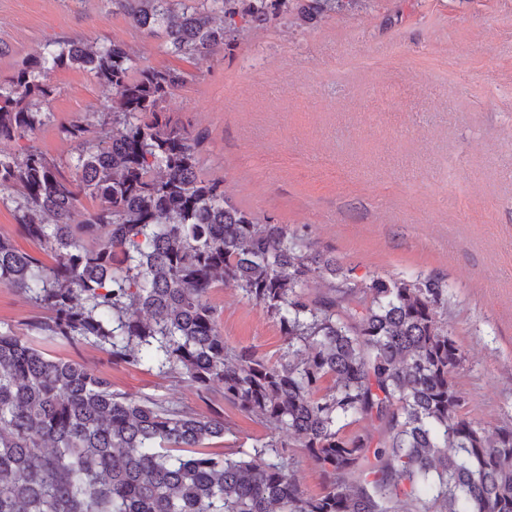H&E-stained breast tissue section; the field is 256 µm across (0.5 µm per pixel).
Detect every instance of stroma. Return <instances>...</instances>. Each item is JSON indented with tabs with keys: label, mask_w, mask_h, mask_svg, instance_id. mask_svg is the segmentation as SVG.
I'll return each instance as SVG.
<instances>
[{
	"label": "stroma",
	"mask_w": 512,
	"mask_h": 512,
	"mask_svg": "<svg viewBox=\"0 0 512 512\" xmlns=\"http://www.w3.org/2000/svg\"><path fill=\"white\" fill-rule=\"evenodd\" d=\"M71 39L122 42L140 65L189 73L166 108L204 136L200 174L222 178L232 204L288 225L356 279L443 278L469 414L491 431L512 426V0H368L250 31L202 62L167 54L112 0H0V83L44 44ZM50 82L47 119L25 143L65 167L78 150L60 125L111 124L113 94L77 68ZM210 301L229 348L283 353L277 322L238 288L212 289ZM41 314L0 287V329L24 333ZM48 351L103 373L114 391L223 415L215 451L271 434L182 378L89 344Z\"/></svg>",
	"instance_id": "35a3bbf8"
}]
</instances>
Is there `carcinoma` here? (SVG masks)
Returning a JSON list of instances; mask_svg holds the SVG:
<instances>
[{
  "instance_id": "cac0c4a2",
  "label": "carcinoma",
  "mask_w": 512,
  "mask_h": 512,
  "mask_svg": "<svg viewBox=\"0 0 512 512\" xmlns=\"http://www.w3.org/2000/svg\"><path fill=\"white\" fill-rule=\"evenodd\" d=\"M366 2L112 0L166 53L201 61L248 28ZM67 67L116 91L112 132L63 125L79 148L68 173L34 145L0 150V194L17 195L24 233L55 256L47 265L0 238V286L47 311L22 336L0 330V512H512V427L491 433L467 411L464 353L440 318L445 282L358 281L288 225L231 204L224 180L200 175L204 137L166 112L187 74L141 67L125 44L56 41L32 54L0 83L1 143L43 122L35 103L54 92L49 72ZM83 197L96 206L76 224ZM220 285L278 322L279 360L226 345L209 302ZM37 338L178 373L201 397L217 387L279 435L239 456L215 452L224 417L116 393ZM365 420L372 428L351 430ZM282 433L322 493L293 479Z\"/></svg>"
}]
</instances>
